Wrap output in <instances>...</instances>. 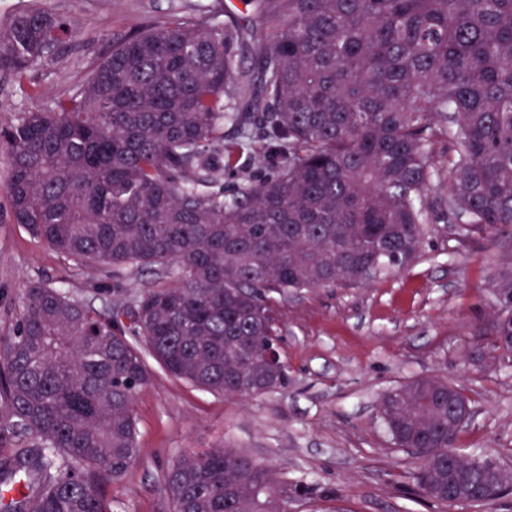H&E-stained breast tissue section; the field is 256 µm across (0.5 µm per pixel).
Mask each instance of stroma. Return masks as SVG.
<instances>
[{
    "label": "stroma",
    "mask_w": 512,
    "mask_h": 512,
    "mask_svg": "<svg viewBox=\"0 0 512 512\" xmlns=\"http://www.w3.org/2000/svg\"><path fill=\"white\" fill-rule=\"evenodd\" d=\"M228 0H0V24L33 6L65 18L61 51L24 79L0 71V124L50 108L78 87L113 40L144 21L223 13ZM9 156L0 150V336L33 281L62 289L98 310L128 307L155 278L128 267L97 291L77 261L14 223L3 189ZM429 222L422 255L364 286L316 288L275 296L286 387L252 397L194 388L150 364L152 381L134 402L139 459L109 488L114 512H171L162 476L192 450L228 447L270 469L283 483L336 490L332 501L295 499L288 512H463L422 497L414 456L398 450L379 416L382 395L434 376L464 389L474 421L458 436L464 452L495 459L512 475V359L492 345L493 285L512 266V238H465L440 215L435 194L423 201Z\"/></svg>",
    "instance_id": "35a3bbf8"
}]
</instances>
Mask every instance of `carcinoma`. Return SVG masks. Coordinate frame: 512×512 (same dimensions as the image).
Segmentation results:
<instances>
[{"mask_svg": "<svg viewBox=\"0 0 512 512\" xmlns=\"http://www.w3.org/2000/svg\"><path fill=\"white\" fill-rule=\"evenodd\" d=\"M241 2L246 24L229 7L222 22L142 23L79 89L0 126L16 223L109 279L133 264L157 277L123 312L26 288L0 336V512H112L105 490L139 457L145 352L210 392L283 387L268 294L412 265L427 193L466 237L512 233V0ZM68 36L60 16L19 13L0 29V69L22 78ZM494 295L493 335L512 336L511 273ZM450 395L471 402L418 377L379 406L393 443L431 449L413 479L443 505L450 476L460 497L502 476L448 446ZM163 483L172 512L335 498L230 448L183 456Z\"/></svg>", "mask_w": 512, "mask_h": 512, "instance_id": "1", "label": "carcinoma"}]
</instances>
